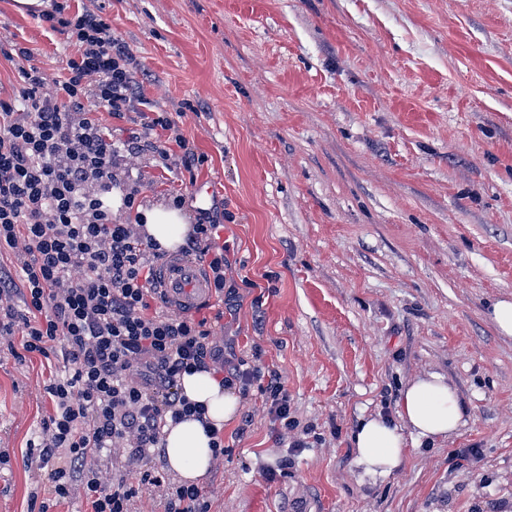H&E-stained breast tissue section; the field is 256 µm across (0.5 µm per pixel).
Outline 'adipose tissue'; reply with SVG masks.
Listing matches in <instances>:
<instances>
[{"mask_svg": "<svg viewBox=\"0 0 512 512\" xmlns=\"http://www.w3.org/2000/svg\"><path fill=\"white\" fill-rule=\"evenodd\" d=\"M145 231L166 250L183 245L188 226L178 210L157 208L144 216ZM179 388L190 401L205 408L204 420L188 417L169 426L163 441L164 460L188 485L200 484L215 458L206 425L223 428L240 413L236 390L222 386L207 372L182 375ZM467 408L457 390L437 373L417 378L401 393L397 419L376 415L362 420L352 435L359 477L374 481L400 467L408 438L435 442L455 433L465 423Z\"/></svg>", "mask_w": 512, "mask_h": 512, "instance_id": "ef3b65f1", "label": "adipose tissue"}]
</instances>
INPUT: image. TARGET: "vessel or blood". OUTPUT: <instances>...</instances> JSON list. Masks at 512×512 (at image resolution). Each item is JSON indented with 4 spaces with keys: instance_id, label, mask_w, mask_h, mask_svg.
I'll list each match as a JSON object with an SVG mask.
<instances>
[{
    "instance_id": "1",
    "label": "vessel or blood",
    "mask_w": 512,
    "mask_h": 512,
    "mask_svg": "<svg viewBox=\"0 0 512 512\" xmlns=\"http://www.w3.org/2000/svg\"><path fill=\"white\" fill-rule=\"evenodd\" d=\"M158 288L170 309L186 315L198 314L214 302L204 264L176 251L160 263Z\"/></svg>"
}]
</instances>
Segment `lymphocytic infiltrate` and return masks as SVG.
Segmentation results:
<instances>
[{"label":"lymphocytic infiltrate","instance_id":"obj_1","mask_svg":"<svg viewBox=\"0 0 512 512\" xmlns=\"http://www.w3.org/2000/svg\"><path fill=\"white\" fill-rule=\"evenodd\" d=\"M41 19L77 47L65 77H49L12 43L4 57L19 64L20 101L0 100V247L20 265L26 307L18 314L11 281L0 284V336L21 334L25 351L43 355L59 343L62 359L43 385L55 412L28 453L53 462L47 481L57 500L69 498V479L81 473L92 512H136L145 491L164 512H210L198 487L172 482L152 463L166 426L205 413L180 392L181 375L210 372L242 394L260 383L281 432L298 426L288 391L277 371L226 359L208 318L166 309L157 288L164 249L112 211L114 189L129 209L138 195L126 189L121 165L152 153L190 172L204 156L142 94L141 68L101 11L54 0ZM97 110L131 120L124 141L93 119ZM219 229L200 217L187 249L205 263L220 300Z\"/></svg>","mask_w":512,"mask_h":512}]
</instances>
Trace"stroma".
Masks as SVG:
<instances>
[{
  "label": "stroma",
  "instance_id": "35a3bbf8",
  "mask_svg": "<svg viewBox=\"0 0 512 512\" xmlns=\"http://www.w3.org/2000/svg\"><path fill=\"white\" fill-rule=\"evenodd\" d=\"M102 9L204 154H147L145 212L183 196L224 213V352L279 371L298 429L279 440L258 386L224 427L210 512H512V0H80ZM48 75L76 51L0 0V44ZM58 348L0 343V512H91L80 476L56 502L27 443L52 415ZM444 376L466 424L360 482L351 434ZM305 439L306 448L288 444ZM457 448L476 458L455 463ZM287 474H278L281 459ZM491 319L498 331L506 336L512 335V301L500 299L496 301L491 309Z\"/></svg>",
  "mask_w": 512,
  "mask_h": 512
}]
</instances>
